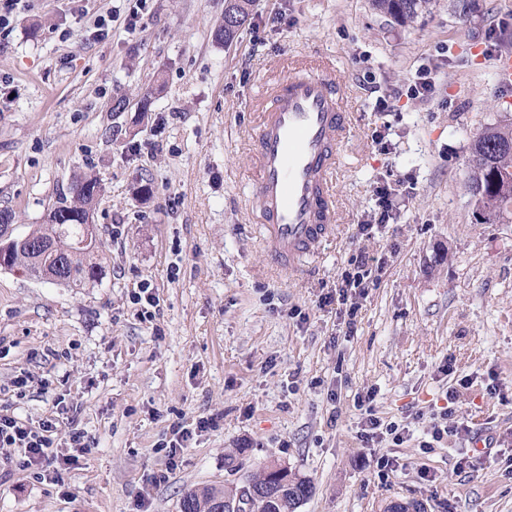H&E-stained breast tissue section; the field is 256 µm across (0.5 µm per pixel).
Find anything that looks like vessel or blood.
Returning <instances> with one entry per match:
<instances>
[{"instance_id":"1","label":"vessel or blood","mask_w":512,"mask_h":512,"mask_svg":"<svg viewBox=\"0 0 512 512\" xmlns=\"http://www.w3.org/2000/svg\"><path fill=\"white\" fill-rule=\"evenodd\" d=\"M343 94L334 66L292 63L261 105L251 195L275 273L300 274L336 229L332 179L350 130Z\"/></svg>"}]
</instances>
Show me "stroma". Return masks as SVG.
Masks as SVG:
<instances>
[{"label": "stroma", "instance_id": "1", "mask_svg": "<svg viewBox=\"0 0 512 512\" xmlns=\"http://www.w3.org/2000/svg\"><path fill=\"white\" fill-rule=\"evenodd\" d=\"M130 6L17 0L0 32V210L23 231L75 173L103 187L100 280L67 288L0 270V411L37 421L63 397L95 439L57 473L13 455L0 512H180L189 490L274 462L313 486L296 512H382L393 499L512 512V223L479 214L465 165L484 127L512 122V87L494 75L512 54V0H430L405 25L370 0H256L229 45L214 37L224 0H148L135 30L117 21L97 35V16ZM320 58L351 120L334 177L340 222L303 275L278 278L248 207L249 104L282 60ZM422 67L436 75L424 102L406 95ZM120 97L128 108L113 111ZM386 180L394 218L357 238ZM360 249L377 265L349 336L343 313L318 301ZM143 283L160 299L150 320L132 301ZM25 376L35 383L18 390ZM462 377L473 385L453 420L469 437L420 448L428 423L412 412ZM370 390L409 440L363 447L357 398ZM202 416L213 425L168 460L171 424ZM478 436L479 465L460 468ZM383 455L397 465L386 479Z\"/></svg>", "mask_w": 512, "mask_h": 512}]
</instances>
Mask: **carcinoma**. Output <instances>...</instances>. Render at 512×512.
Returning a JSON list of instances; mask_svg holds the SVG:
<instances>
[{
    "label": "carcinoma",
    "mask_w": 512,
    "mask_h": 512,
    "mask_svg": "<svg viewBox=\"0 0 512 512\" xmlns=\"http://www.w3.org/2000/svg\"><path fill=\"white\" fill-rule=\"evenodd\" d=\"M254 0H224V19L214 36L228 45L248 21ZM430 0H372L373 7L399 23H406L426 7ZM469 158L468 188L478 210L498 222L512 221V183L502 177L512 176V124L488 127L473 140ZM102 187L97 176L85 173L70 188V197L62 196L49 211L48 224H32L25 235L37 243L52 246L61 261L62 285L82 288L96 281L101 265L94 261L95 251L77 248L82 234L80 219L95 208ZM11 271L27 278H39L40 263L35 252L26 247L12 250ZM266 493L243 503L236 512H296L312 494L311 481L293 473L277 477L263 467L252 476ZM233 494L229 484L194 489L183 497L181 512H215L218 502Z\"/></svg>",
    "instance_id": "obj_1"
}]
</instances>
